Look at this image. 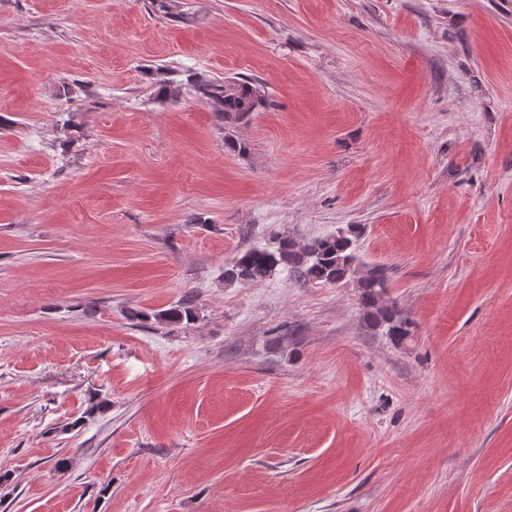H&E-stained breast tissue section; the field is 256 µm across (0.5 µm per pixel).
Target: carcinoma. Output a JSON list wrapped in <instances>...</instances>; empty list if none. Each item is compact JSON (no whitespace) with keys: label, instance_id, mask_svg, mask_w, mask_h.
I'll return each instance as SVG.
<instances>
[{"label":"carcinoma","instance_id":"carcinoma-1","mask_svg":"<svg viewBox=\"0 0 512 512\" xmlns=\"http://www.w3.org/2000/svg\"><path fill=\"white\" fill-rule=\"evenodd\" d=\"M155 98L175 101L182 85L201 101L211 105L222 120L238 121L266 106L264 87L249 77L218 78L196 72L182 82L174 78V72L158 67L147 72ZM356 231L312 239L301 247L288 237L278 240L273 249L252 248L235 256L224 266V279L246 284L268 279L278 268L288 267L297 278L323 284L356 282L359 298L366 316L377 327L386 329L390 336L407 334L405 322L397 309L381 301L386 290L385 270L375 266L359 273ZM157 321L168 323L191 322L196 315L186 302L153 314Z\"/></svg>","mask_w":512,"mask_h":512}]
</instances>
